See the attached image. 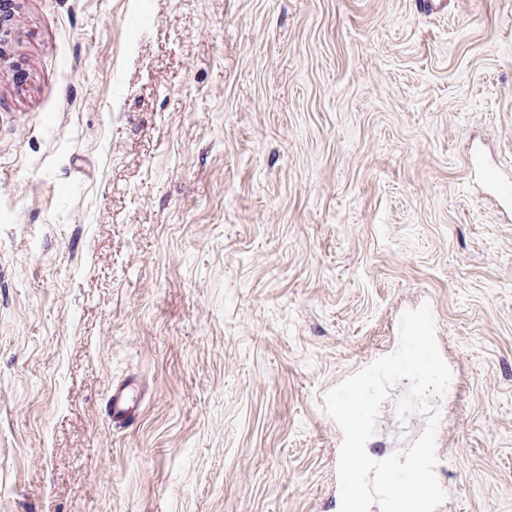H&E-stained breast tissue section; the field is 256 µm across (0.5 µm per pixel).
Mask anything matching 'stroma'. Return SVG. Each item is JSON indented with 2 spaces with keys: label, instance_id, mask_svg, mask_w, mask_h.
<instances>
[{
  "label": "stroma",
  "instance_id": "stroma-1",
  "mask_svg": "<svg viewBox=\"0 0 512 512\" xmlns=\"http://www.w3.org/2000/svg\"><path fill=\"white\" fill-rule=\"evenodd\" d=\"M416 2L12 0L0 512H340L324 397L424 305L437 512H512V0ZM141 404L140 384L135 376L113 384L106 403L107 415L112 427L127 430L139 415Z\"/></svg>",
  "mask_w": 512,
  "mask_h": 512
}]
</instances>
